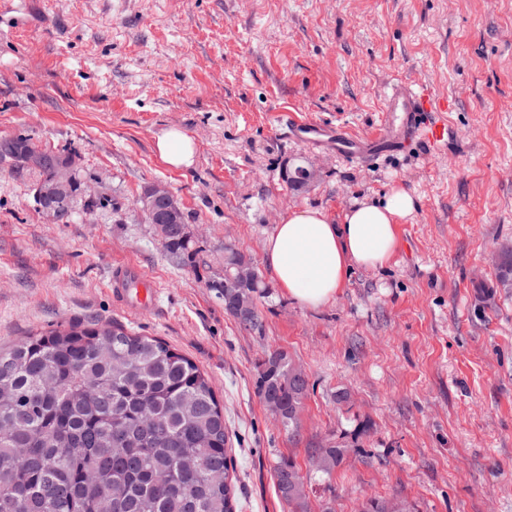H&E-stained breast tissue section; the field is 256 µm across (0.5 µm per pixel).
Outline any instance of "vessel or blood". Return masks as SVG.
Instances as JSON below:
<instances>
[{
    "label": "vessel or blood",
    "instance_id": "1",
    "mask_svg": "<svg viewBox=\"0 0 512 512\" xmlns=\"http://www.w3.org/2000/svg\"><path fill=\"white\" fill-rule=\"evenodd\" d=\"M446 104L435 99L425 88L414 90L405 84L393 85L385 103L386 119L378 133L357 137L344 125L294 120L290 123L292 135L311 145L328 144L337 153L365 162L371 158L405 149L418 137H425L435 150L448 147V125L441 114ZM146 283L144 272L133 265L120 266L112 271V293L124 299L129 282Z\"/></svg>",
    "mask_w": 512,
    "mask_h": 512
}]
</instances>
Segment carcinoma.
I'll return each instance as SVG.
<instances>
[{
	"label": "carcinoma",
	"mask_w": 512,
	"mask_h": 512,
	"mask_svg": "<svg viewBox=\"0 0 512 512\" xmlns=\"http://www.w3.org/2000/svg\"><path fill=\"white\" fill-rule=\"evenodd\" d=\"M23 135L0 138V170L17 181L54 176L53 150L36 167ZM186 224L166 253L193 256ZM496 287L512 288V246L499 249ZM286 354H264L255 390L273 398L296 437L307 382ZM0 512H235L224 413L207 374L164 342L118 326L61 325L0 350ZM346 450L316 449L332 477ZM275 486L289 512H310L305 477L281 457ZM96 482L112 493L87 491Z\"/></svg>",
	"instance_id": "1"
}]
</instances>
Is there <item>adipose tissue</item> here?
Masks as SVG:
<instances>
[{
    "instance_id": "1",
    "label": "adipose tissue",
    "mask_w": 512,
    "mask_h": 512,
    "mask_svg": "<svg viewBox=\"0 0 512 512\" xmlns=\"http://www.w3.org/2000/svg\"><path fill=\"white\" fill-rule=\"evenodd\" d=\"M160 159L175 169L191 167L195 143L183 130L169 128L156 138ZM413 195L392 188L380 199L355 200L341 218L307 208L276 224L264 248V264L277 285L309 308L335 301L350 271L389 264L398 247L397 227L414 213Z\"/></svg>"
}]
</instances>
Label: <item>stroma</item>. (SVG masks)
I'll return each instance as SVG.
<instances>
[{"label": "stroma", "instance_id": "35a3bbf8", "mask_svg": "<svg viewBox=\"0 0 512 512\" xmlns=\"http://www.w3.org/2000/svg\"><path fill=\"white\" fill-rule=\"evenodd\" d=\"M398 82L447 99V151L426 144L366 165L294 139L289 118L379 128ZM191 136L165 165L162 130ZM55 148L120 211L49 222L33 184L0 173V346L65 323L155 337L211 377L224 409L239 512H288L280 457L307 474L311 512L371 498L411 512H512V288L491 300L512 245V0H0V137ZM314 170L306 186L296 168ZM166 183L194 242L171 259L136 210ZM415 198L382 270L336 300L288 297L263 260L282 215L339 216L393 187ZM258 269L263 328L224 309V249ZM138 266L156 303L123 305L112 269ZM280 350L309 385L290 437L255 393ZM345 449L331 479L315 449ZM155 148L160 159L172 168H189L194 162V140L181 129L164 130L157 136ZM499 278L496 286H484L482 288H489L486 290L487 295L493 292L490 288H512V246L503 245L499 249Z\"/></svg>", "mask_w": 512, "mask_h": 512}]
</instances>
